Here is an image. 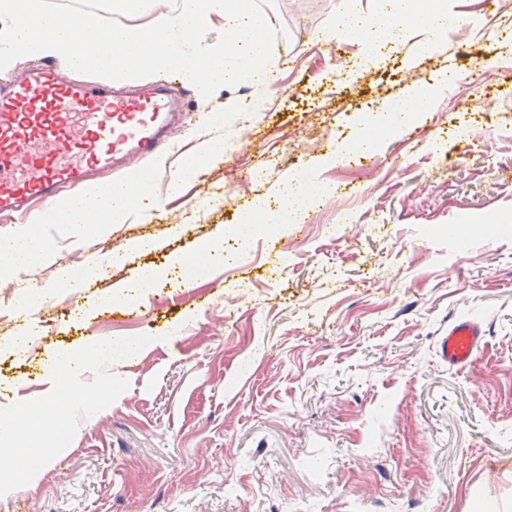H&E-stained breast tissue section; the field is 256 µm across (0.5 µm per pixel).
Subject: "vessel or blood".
<instances>
[{"label": "vessel or blood", "instance_id": "vessel-or-blood-1", "mask_svg": "<svg viewBox=\"0 0 512 512\" xmlns=\"http://www.w3.org/2000/svg\"><path fill=\"white\" fill-rule=\"evenodd\" d=\"M169 82L135 94L76 80L44 65L0 84V211L22 213L55 201L64 188L99 184L100 173L125 169L140 185L138 204L159 205L166 170L145 172L134 158L170 150L177 101ZM484 336L471 321L452 323L438 341L449 365L474 369Z\"/></svg>", "mask_w": 512, "mask_h": 512}]
</instances>
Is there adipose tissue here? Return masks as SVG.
Returning <instances> with one entry per match:
<instances>
[{
    "instance_id": "1",
    "label": "adipose tissue",
    "mask_w": 512,
    "mask_h": 512,
    "mask_svg": "<svg viewBox=\"0 0 512 512\" xmlns=\"http://www.w3.org/2000/svg\"><path fill=\"white\" fill-rule=\"evenodd\" d=\"M146 0H100L84 9L63 11L50 0H0V67L15 59H53L79 64L114 81L139 80L158 72L180 70L202 96L241 83L252 87L254 111L265 107L269 89L262 78L277 67L269 46L271 19L256 0H173L145 23ZM449 11L447 0H380L370 14L348 11L339 25L367 42L381 37L427 33V47L437 45L448 28L465 24ZM196 152L184 161L166 193L175 198L187 183L224 154V138L214 130L197 136ZM62 223L77 235L105 238L113 225L137 211L133 202L118 203L111 191L85 190L83 196L56 204ZM118 253H96L78 269H61L52 288L69 293L89 277L108 270Z\"/></svg>"
}]
</instances>
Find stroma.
Wrapping results in <instances>:
<instances>
[{
    "instance_id": "35a3bbf8",
    "label": "stroma",
    "mask_w": 512,
    "mask_h": 512,
    "mask_svg": "<svg viewBox=\"0 0 512 512\" xmlns=\"http://www.w3.org/2000/svg\"><path fill=\"white\" fill-rule=\"evenodd\" d=\"M257 4L284 61L268 109L225 122L220 161L108 238L51 230L36 277L50 284L133 238L154 250L86 280L82 316L54 312L26 354L4 344L14 323L0 302L1 395L40 391L43 362L91 333L152 338L136 366L110 367L128 389L81 419L66 450L0 497V512H475L480 502L512 512V21L482 0H448L483 25L448 30L433 51L417 30L394 51L337 25L377 0ZM421 84L444 88L431 111L374 156L326 163ZM179 90L189 110L177 140L194 138L195 113L251 92L205 102L187 78ZM312 168L329 193L304 241L258 234L185 299L176 282L154 281L136 294L143 321L101 309L143 268H173L201 243L224 256L242 216ZM459 318L486 331L472 372L437 353Z\"/></svg>"
}]
</instances>
